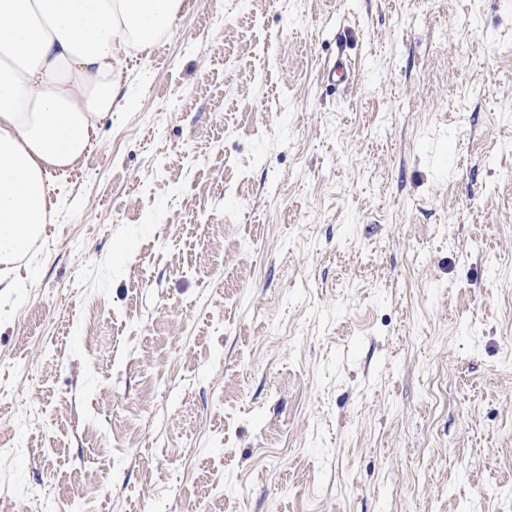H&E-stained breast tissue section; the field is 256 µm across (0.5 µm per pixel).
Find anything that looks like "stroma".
Returning <instances> with one entry per match:
<instances>
[{"mask_svg": "<svg viewBox=\"0 0 512 512\" xmlns=\"http://www.w3.org/2000/svg\"><path fill=\"white\" fill-rule=\"evenodd\" d=\"M123 73L0 265V512H512V6L186 0Z\"/></svg>", "mask_w": 512, "mask_h": 512, "instance_id": "obj_1", "label": "stroma"}]
</instances>
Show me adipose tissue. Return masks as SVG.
Segmentation results:
<instances>
[{"mask_svg":"<svg viewBox=\"0 0 512 512\" xmlns=\"http://www.w3.org/2000/svg\"><path fill=\"white\" fill-rule=\"evenodd\" d=\"M184 0H0V264L28 255L56 173L133 96L118 67L178 21Z\"/></svg>","mask_w":512,"mask_h":512,"instance_id":"adipose-tissue-1","label":"adipose tissue"}]
</instances>
